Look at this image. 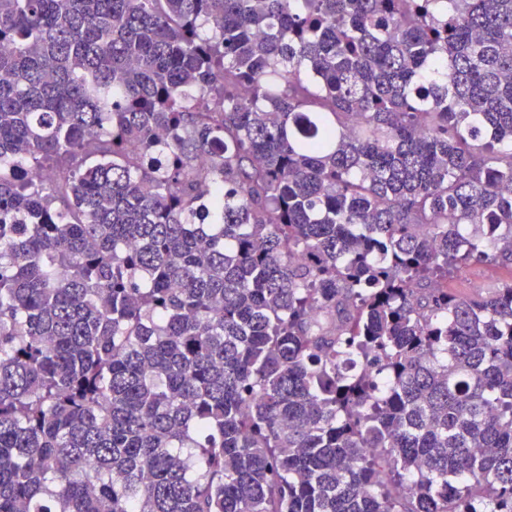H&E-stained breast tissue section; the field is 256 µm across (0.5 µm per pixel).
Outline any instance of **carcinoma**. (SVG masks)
Wrapping results in <instances>:
<instances>
[{"label": "carcinoma", "instance_id": "carcinoma-1", "mask_svg": "<svg viewBox=\"0 0 512 512\" xmlns=\"http://www.w3.org/2000/svg\"><path fill=\"white\" fill-rule=\"evenodd\" d=\"M475 263L512 0H0V512H512Z\"/></svg>", "mask_w": 512, "mask_h": 512}]
</instances>
